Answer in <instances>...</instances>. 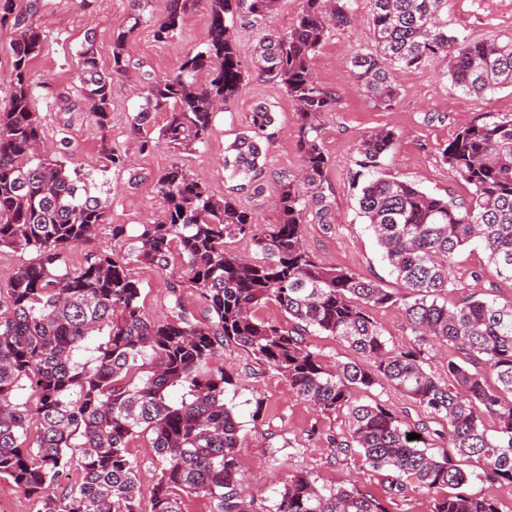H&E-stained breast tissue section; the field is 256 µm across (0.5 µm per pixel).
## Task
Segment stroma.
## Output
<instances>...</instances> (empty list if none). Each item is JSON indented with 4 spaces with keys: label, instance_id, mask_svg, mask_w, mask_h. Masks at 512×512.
<instances>
[{
    "label": "stroma",
    "instance_id": "obj_1",
    "mask_svg": "<svg viewBox=\"0 0 512 512\" xmlns=\"http://www.w3.org/2000/svg\"><path fill=\"white\" fill-rule=\"evenodd\" d=\"M168 0H151L149 22L131 41L128 75L112 80L111 122L99 128L88 112H67L64 101H77V53L86 33H94L95 49L102 64L112 61V33L130 10L129 0H42L36 16L44 34L40 55L30 68L35 107L42 116L43 133L57 146L67 169L83 174L91 195L107 206V222L92 242L74 247L67 259L70 267L83 265L92 252L122 250L114 241L115 224H147L162 209L156 179L175 161H182L210 192L235 193L265 224L279 220L273 204L276 180L281 174H299L296 107L272 84L253 77L255 47L265 29L286 30L294 24L301 0H279L267 28L237 24L234 36L241 62L249 77L236 97L216 113L207 144L175 157L165 146L142 152L131 132V123L144 102L147 84L174 74L186 54L204 46L209 24V0H187L185 23L164 42L154 36V18L163 16ZM354 24L331 32L313 63L316 79L339 100L337 111L323 118V147L330 159L326 193L336 215L332 224L309 221L305 243L317 260L329 267L351 269L380 280L385 287L397 281L382 257L374 235L361 217L355 192L348 178L354 150L362 136L390 126L402 131L397 145L383 158L384 169L421 190L444 196L465 194L462 182L451 175L438 149L456 132L490 115L512 114V89L503 88L476 98L454 87L446 75L447 64L435 62L411 72H395L399 94L392 109H375L357 85L350 60L357 50L372 47L368 23L369 0H354ZM449 31L482 40L512 39V0H448L444 15ZM275 114L272 137L264 149L262 173L257 188H239L237 179L224 169V151L237 136L249 130L257 105ZM126 152V169L106 166L99 157L102 140ZM185 267L172 259L166 271L135 264L131 273L142 286V301L148 316L170 314V286L181 281ZM452 279L456 290L449 303L461 298L512 301V281L500 278L480 244L460 249L454 257ZM224 370L232 378L225 401L232 406L244 440L241 458L249 478L250 512H272L277 491L288 475L309 473L316 485L330 489L343 485L380 501L387 512H432L439 493L415 485H401L394 471L374 469L357 451L332 455L328 436H347L348 413L321 410L290 390L274 370L256 364L246 350L231 346L224 351ZM265 415L257 422L256 413Z\"/></svg>",
    "mask_w": 512,
    "mask_h": 512
}]
</instances>
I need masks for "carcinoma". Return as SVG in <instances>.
<instances>
[{
  "label": "carcinoma",
  "mask_w": 512,
  "mask_h": 512,
  "mask_svg": "<svg viewBox=\"0 0 512 512\" xmlns=\"http://www.w3.org/2000/svg\"><path fill=\"white\" fill-rule=\"evenodd\" d=\"M131 8L112 33V65L104 70L84 37L78 57L79 102L99 128L110 122L112 78L128 73L129 43L145 22L150 0ZM279 0H211L204 49L185 56L178 71L146 91L132 122L139 148L163 142L182 155L208 142L217 109L242 88L245 73L233 31L237 21L263 25ZM353 0H302L295 24L269 30L256 50L257 78L277 86L297 108L301 171L281 175L277 224H261L236 197H216L175 163L157 179L160 216L138 225H111L112 239L132 240L124 252L91 253L79 268L67 254L88 242L106 221V205L80 187L44 148L30 64L44 41L34 17L39 0H0V24H11L10 92L0 108V249L30 252L0 288V479L33 503L34 512H142V475L127 451L130 440L150 436L157 455L149 512H183L184 499L201 497L209 512H248L241 476L240 425L224 402L231 377L213 367L224 348L240 346L257 363L279 373L290 389L324 411H348L350 439L328 438L332 455L360 449L373 468L388 467L406 482L444 489L433 512H495L467 491L473 478L512 482V304L472 297L453 306L449 269L455 252L476 240L498 276L512 280V116H493L461 128L440 157L467 188V197L435 196L382 172V158L400 138L383 127L358 143L350 172L360 213L373 231L399 284L347 268L326 267L307 249L303 227L313 216L334 220L323 191L329 166L322 122L337 111L336 96L312 75V63L334 28L353 21ZM448 0H370L373 48L352 57L355 79L374 107L388 110L398 88L392 72L448 64L454 87L484 96L512 87V40L474 41L448 34L441 13ZM186 0H169L155 21L165 41L181 30ZM167 113L153 137L149 113ZM273 112L255 108L249 131L230 145L224 166L248 183L260 175L261 143L270 139ZM100 158L112 168L127 155L102 140ZM247 239L261 253L250 259L228 246ZM179 255L186 278L172 285L176 315L151 319L130 265L165 271ZM194 289L205 307L184 309L177 291ZM277 302L293 327L258 318L256 309ZM401 311L417 343L433 341L475 356L486 372L448 360V380L427 372L416 347L389 346L371 312ZM315 328L336 337L370 365L350 362L328 369L309 350L304 333ZM108 329L93 347L89 336ZM405 392L448 431L456 455L477 458L481 472L465 470L444 450L431 451L430 431L358 393L380 380ZM173 388L180 401L169 400ZM28 389L33 404L15 402ZM498 428L490 436L485 417ZM416 433L420 438L408 439ZM76 468L75 486L56 497L50 489ZM274 512H385L355 488L323 490L307 473L288 478Z\"/></svg>",
  "instance_id": "cac0c4a2"
}]
</instances>
